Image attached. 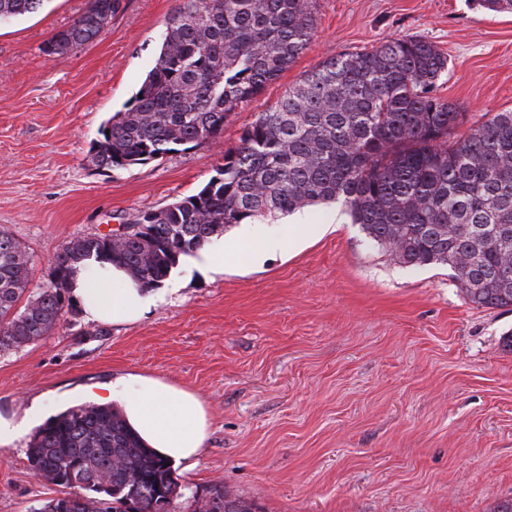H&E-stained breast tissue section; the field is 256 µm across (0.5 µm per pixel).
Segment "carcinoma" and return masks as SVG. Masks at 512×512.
<instances>
[{"mask_svg":"<svg viewBox=\"0 0 512 512\" xmlns=\"http://www.w3.org/2000/svg\"><path fill=\"white\" fill-rule=\"evenodd\" d=\"M44 0H0V18L37 12ZM512 13V0H470ZM122 0H87L54 37L61 52L95 40ZM313 0H179L155 64L98 130L91 161L106 170L146 165L212 141L239 107L307 49ZM448 56L417 36L319 62L224 151L200 190L150 214L149 232L115 245L97 234L71 241L50 282L28 292L30 257L0 230V356L50 335L69 310L68 277L90 257L156 288L224 229L340 201L371 241L406 267L446 265L477 307H512V111L485 115L466 136L468 113L437 95ZM23 306H18L22 297ZM121 464L116 466L113 459ZM32 470L69 489L35 512H259L215 484L185 493L167 460L146 447L111 405H81L35 432Z\"/></svg>","mask_w":512,"mask_h":512,"instance_id":"1","label":"carcinoma"}]
</instances>
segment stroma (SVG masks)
Instances as JSON below:
<instances>
[{"label": "stroma", "instance_id": "stroma-1", "mask_svg": "<svg viewBox=\"0 0 512 512\" xmlns=\"http://www.w3.org/2000/svg\"><path fill=\"white\" fill-rule=\"evenodd\" d=\"M87 0H46L0 24V229L31 255L30 291L61 247L195 194L245 127L333 54L417 35L447 55L438 95L472 120L512 110V14L468 0H317L314 37L216 140L102 173L86 156L153 66L178 0H123L101 35L60 55L45 43ZM325 234L248 255L223 273L183 264L136 322L67 314L42 342L0 356V411L46 418L86 390L141 374L188 389L211 423L181 484L261 512H495L512 500V310L469 303L445 266L410 268L341 204L312 207ZM292 215L238 224L221 241L291 239ZM29 437L0 447V512L59 487L34 476Z\"/></svg>", "mask_w": 512, "mask_h": 512}]
</instances>
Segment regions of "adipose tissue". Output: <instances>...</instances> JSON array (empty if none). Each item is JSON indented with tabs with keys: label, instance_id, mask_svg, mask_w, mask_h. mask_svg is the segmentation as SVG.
<instances>
[{
	"label": "adipose tissue",
	"instance_id": "1",
	"mask_svg": "<svg viewBox=\"0 0 512 512\" xmlns=\"http://www.w3.org/2000/svg\"><path fill=\"white\" fill-rule=\"evenodd\" d=\"M71 282L74 301L93 322L135 321L153 303L151 293L122 268L93 258L76 267ZM89 396L100 405L118 403L143 441L174 462H192L203 450L209 421L203 402L190 390L130 374L98 386Z\"/></svg>",
	"mask_w": 512,
	"mask_h": 512
}]
</instances>
